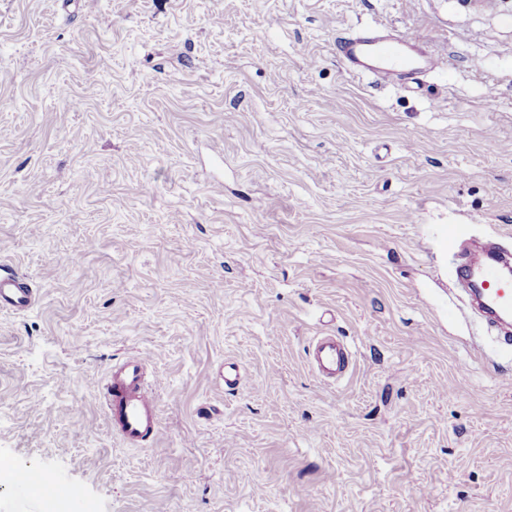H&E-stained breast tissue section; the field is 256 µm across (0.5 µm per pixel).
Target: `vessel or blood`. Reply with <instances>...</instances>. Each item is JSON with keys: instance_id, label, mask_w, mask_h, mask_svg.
<instances>
[{"instance_id": "obj_1", "label": "vessel or blood", "mask_w": 512, "mask_h": 512, "mask_svg": "<svg viewBox=\"0 0 512 512\" xmlns=\"http://www.w3.org/2000/svg\"><path fill=\"white\" fill-rule=\"evenodd\" d=\"M338 52L351 76L368 75L376 83L388 86L399 84L410 74L435 73L443 68L442 60L408 31L393 33L380 27L366 28L344 38ZM459 259V281L481 285L478 304L492 322L512 317V277L506 271L512 260L489 243L465 249ZM34 302L35 293L30 283L16 273L0 268V309L24 312ZM311 357L316 371L329 379L343 375L352 362L349 348L333 336L316 340ZM147 365V357L132 358L114 367L105 385L100 384L96 375L85 378L87 385L103 387L109 423L125 441L133 444L159 433L156 389L145 378ZM11 480L16 486L35 489L46 501L61 498L66 492L61 481L44 473L18 470L13 472Z\"/></svg>"}]
</instances>
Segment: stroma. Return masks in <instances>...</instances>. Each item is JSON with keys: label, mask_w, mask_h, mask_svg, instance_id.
I'll return each mask as SVG.
<instances>
[{"label": "stroma", "mask_w": 512, "mask_h": 512, "mask_svg": "<svg viewBox=\"0 0 512 512\" xmlns=\"http://www.w3.org/2000/svg\"><path fill=\"white\" fill-rule=\"evenodd\" d=\"M374 23L445 71L348 75ZM454 224L512 250V0H0V264L39 295L0 310V512H512ZM135 355L145 446L83 382ZM312 363L325 378L343 375L351 365L352 353L336 336H323L311 348ZM11 480L18 487L35 488L41 499L45 501L61 498L67 492L61 481L44 473L33 474L26 470L13 471Z\"/></svg>", "instance_id": "obj_1"}]
</instances>
